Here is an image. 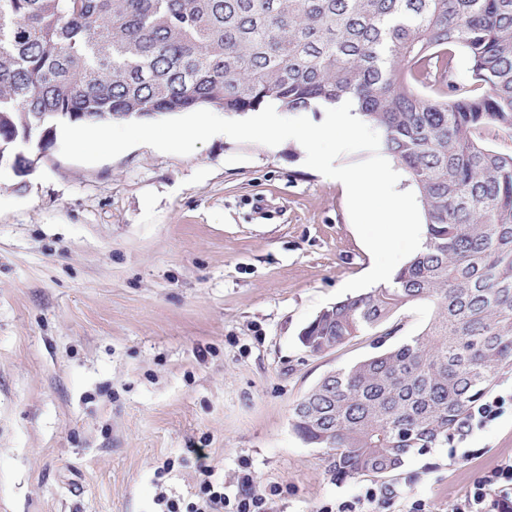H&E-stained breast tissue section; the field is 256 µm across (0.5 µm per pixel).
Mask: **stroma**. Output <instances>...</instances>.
<instances>
[{"instance_id":"1","label":"stroma","mask_w":512,"mask_h":512,"mask_svg":"<svg viewBox=\"0 0 512 512\" xmlns=\"http://www.w3.org/2000/svg\"><path fill=\"white\" fill-rule=\"evenodd\" d=\"M300 143L216 135L188 155L135 146L92 165L59 146L18 177L0 169V512H158L189 499L207 459L227 495L251 474L273 512L355 501L294 431L297 402L327 373L419 335L429 301L391 335L320 354L299 317L365 274L338 180ZM506 403L456 446L412 451L383 486L388 512H446L512 459Z\"/></svg>"}]
</instances>
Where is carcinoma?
Here are the masks:
<instances>
[{
	"label": "carcinoma",
	"instance_id": "carcinoma-1",
	"mask_svg": "<svg viewBox=\"0 0 512 512\" xmlns=\"http://www.w3.org/2000/svg\"><path fill=\"white\" fill-rule=\"evenodd\" d=\"M470 79L453 83L457 54ZM354 100L415 185L426 228L387 286L323 310L324 353L430 300L421 334L331 371L293 408L338 478L388 477L474 426L512 373V0H0V167L59 123Z\"/></svg>",
	"mask_w": 512,
	"mask_h": 512
}]
</instances>
